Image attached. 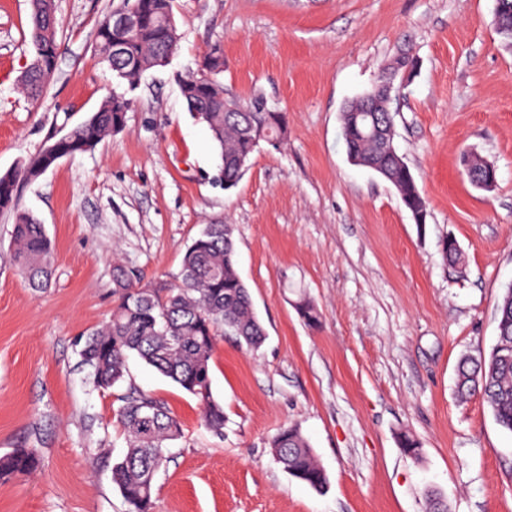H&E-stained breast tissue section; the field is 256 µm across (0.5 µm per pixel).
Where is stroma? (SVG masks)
<instances>
[{
  "label": "stroma",
  "instance_id": "obj_1",
  "mask_svg": "<svg viewBox=\"0 0 512 512\" xmlns=\"http://www.w3.org/2000/svg\"><path fill=\"white\" fill-rule=\"evenodd\" d=\"M120 0H54L59 52L39 100L20 90L34 52L30 0H0V174L52 135L128 92L125 126L94 150L21 182L20 205L54 242L51 285L28 288L0 212V455L39 460L0 479V512H126L112 464L127 443L117 419L136 388L183 428L165 450L153 512H426L437 489L450 512H512V433L481 396L459 400L462 354L489 352L512 285V47L494 0H173L178 50L136 89L96 51V28ZM238 99L286 113V137L262 144L233 190L216 183L218 150L179 82L212 47ZM419 61L395 106L394 144L429 210L414 223L395 188L352 165L345 103L371 90L400 51ZM474 151L497 171L474 187ZM234 227L238 271L266 339L219 340L212 393L224 434L199 401L137 357L124 384L95 389L80 338L115 305L114 263L143 280L175 276L203 224ZM462 252L451 265L442 242ZM311 301L317 324L299 315ZM298 424L329 482L319 493L276 462L271 438ZM419 443L408 456L401 433ZM462 163L468 178L478 188L489 191L496 186L497 173L493 164L471 154H465Z\"/></svg>",
  "mask_w": 512,
  "mask_h": 512
}]
</instances>
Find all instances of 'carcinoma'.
I'll return each mask as SVG.
<instances>
[{
  "mask_svg": "<svg viewBox=\"0 0 512 512\" xmlns=\"http://www.w3.org/2000/svg\"><path fill=\"white\" fill-rule=\"evenodd\" d=\"M142 13L139 27L125 33L106 16L97 25L99 53L114 42L124 45L123 78L135 85L143 74L165 66L167 53L176 51L178 34L171 0H122ZM31 43L34 61L22 77L23 90L35 100L47 91L58 56L57 21L53 0H32ZM223 56H207L201 73L180 80V91L190 112L204 102L208 112L202 121L219 148L218 180L224 189L242 176L241 164L249 161L260 142L283 139L287 132L282 112L267 108L261 98L229 103L238 112L224 111V85L217 79ZM131 99L111 94L97 112L68 133L56 138L63 157L93 150L105 137L121 131ZM353 113L344 108L342 137L347 153L356 158L371 154L391 176L406 208L428 213L410 169L391 158V149L358 135L350 127ZM45 154L38 152L18 170L0 174V211L13 215L11 245L17 264L33 291L47 288L52 276L54 246L44 225L19 204V186L43 173ZM112 285L118 303L110 319L87 335L81 353L92 369V383L107 391L125 380L126 360L137 355L147 365L196 397L203 406V424L219 436L224 431V407L211 390L213 351L221 336H233L256 350L265 331L255 315L249 290L237 271L234 228L222 221L206 224L187 247L175 280L141 282L117 263ZM512 344V291L506 290L498 305L497 342L488 355L462 357L456 368V390L465 399L481 394L496 423L512 433V349L503 352V340ZM119 421L126 434L127 450L112 464V481L127 504V512H152L154 480L166 462L165 448L181 436V427L166 404L131 388L122 397ZM272 454L282 468L316 491L328 484L324 470L296 424L272 438ZM36 455L15 448L0 456V477L27 474L37 468Z\"/></svg>",
  "mask_w": 512,
  "mask_h": 512,
  "instance_id": "carcinoma-1",
  "label": "carcinoma"
}]
</instances>
